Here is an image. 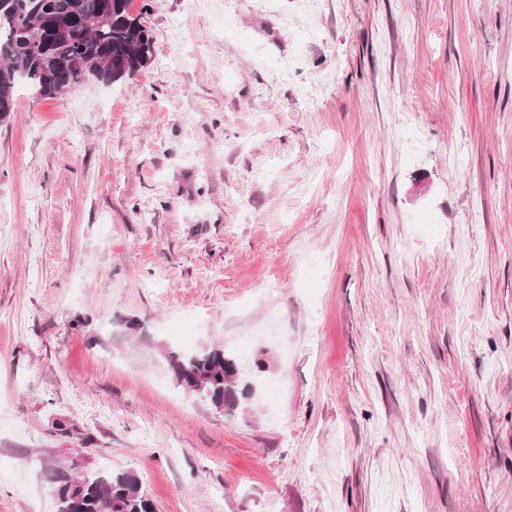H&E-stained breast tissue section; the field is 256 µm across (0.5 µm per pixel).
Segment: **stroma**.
Wrapping results in <instances>:
<instances>
[{
  "label": "stroma",
  "mask_w": 512,
  "mask_h": 512,
  "mask_svg": "<svg viewBox=\"0 0 512 512\" xmlns=\"http://www.w3.org/2000/svg\"><path fill=\"white\" fill-rule=\"evenodd\" d=\"M130 13L139 72L0 123V512H512V0ZM177 383H201L210 394L209 403L224 408V415H232L247 395V389L239 390L236 368L238 360L226 354L224 348L211 347L200 351L178 350L169 353ZM183 388V386H182ZM51 482L56 512H156L139 479L129 472L73 476L58 471Z\"/></svg>",
  "instance_id": "stroma-1"
}]
</instances>
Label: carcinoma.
I'll use <instances>...</instances> for the list:
<instances>
[{"instance_id": "obj_1", "label": "carcinoma", "mask_w": 512, "mask_h": 512, "mask_svg": "<svg viewBox=\"0 0 512 512\" xmlns=\"http://www.w3.org/2000/svg\"><path fill=\"white\" fill-rule=\"evenodd\" d=\"M130 0H0V122L9 119L16 92L64 96L93 71L105 82L130 77L147 62L153 37ZM26 18L19 24L15 16ZM176 381L200 383L212 407L231 415L247 389L239 388L238 360L219 347L169 353ZM57 512H156L154 502L129 472L52 477Z\"/></svg>"}]
</instances>
